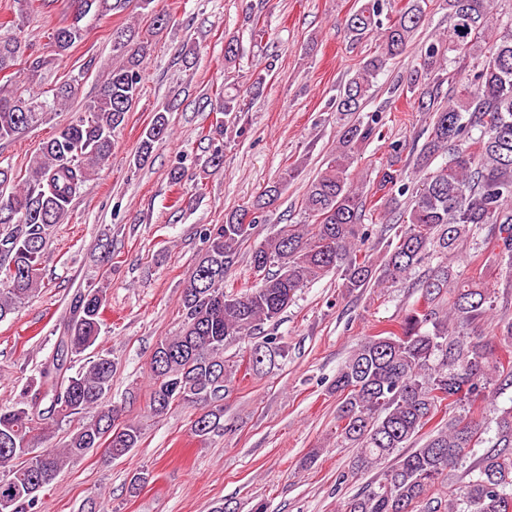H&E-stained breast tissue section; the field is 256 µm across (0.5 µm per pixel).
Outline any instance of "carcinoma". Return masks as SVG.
I'll return each instance as SVG.
<instances>
[{
    "label": "carcinoma",
    "instance_id": "obj_1",
    "mask_svg": "<svg viewBox=\"0 0 512 512\" xmlns=\"http://www.w3.org/2000/svg\"><path fill=\"white\" fill-rule=\"evenodd\" d=\"M54 0H14L17 15L51 6ZM154 0H71L70 24L48 34L58 53L82 38L88 15L147 11L153 28L169 16L150 9ZM425 0H407L395 15L384 14V0H366L345 20L349 39L376 35L378 52L362 61L333 102L341 116L360 111L378 75L390 60L412 49L423 23ZM0 37V141L37 126L50 112L76 97L83 73L54 88L18 94L13 78L38 84L51 58L33 48L19 26ZM149 51L132 31L112 33V66L99 95L86 102L58 134L41 144L29 161L21 187L0 193V321L38 290L39 271L50 228L60 223L81 187L112 157L114 133L136 103ZM449 52L480 61L467 81L448 92ZM418 68L408 83L413 104L429 119V135L416 151L412 171L393 158L381 169L382 199L408 197L407 219L382 263L361 254L374 228L351 179L355 149L379 124L341 127L336 152L311 182L304 199L305 224H285L253 246L250 262L259 285L242 293L224 290L225 278L241 247L253 236L265 209L280 196L281 181L267 184L251 205L225 215L201 234L205 249L183 288L180 331L157 343L150 361L152 414H166L173 403L197 404L201 413L191 434L201 441L223 424L224 395L238 371L224 350L251 338L262 324L276 320L309 283L335 271L349 293L371 286L390 288L407 279L424 260L443 255L425 285L424 305L408 310L388 329L369 336L336 373L330 391L339 397L337 439L356 448L351 473L378 470L375 478L344 502L341 512H512V407L495 417L488 438L482 405L512 388V323L499 345L473 334L493 314L495 293L476 282H460L452 264L465 235L488 229L499 255L512 268V23L496 17L495 0H448L447 34L417 52ZM212 111L241 112V101L220 91ZM168 135V119L157 112L136 148L135 162L146 161ZM445 162L431 168L436 157ZM107 287L74 295L63 336L41 365L21 399L0 407V512H41L42 481L49 487L70 464L106 445L120 458L141 441L139 425L122 420L112 404L115 361L98 351ZM263 359L256 369L286 356L271 336L252 345ZM84 361L79 369L74 363ZM47 399L48 410L39 402ZM448 420L425 433L439 414ZM67 439L53 444L64 423Z\"/></svg>",
    "mask_w": 512,
    "mask_h": 512
}]
</instances>
